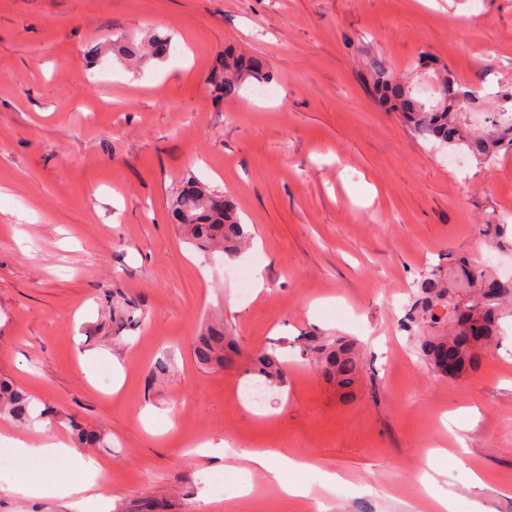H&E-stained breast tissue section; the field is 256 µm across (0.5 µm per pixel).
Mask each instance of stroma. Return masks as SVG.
<instances>
[{
  "label": "stroma",
  "mask_w": 512,
  "mask_h": 512,
  "mask_svg": "<svg viewBox=\"0 0 512 512\" xmlns=\"http://www.w3.org/2000/svg\"><path fill=\"white\" fill-rule=\"evenodd\" d=\"M149 32L169 56L133 69L108 51ZM228 51L267 64L272 97L247 82L224 99L211 76ZM379 66L428 105L443 69L510 87L512 0H0V375L50 410L0 430L103 433L87 454L111 512H211L213 497L220 512H422L430 495L512 512V326L478 371L443 378L402 325L427 267L483 260L479 224L512 225V152L448 166L378 103ZM189 173L234 196L254 232L239 257L180 236L171 202ZM238 266L262 273L261 294L242 293ZM215 317L239 344L230 368L193 356ZM314 330L361 341L351 402L296 361ZM272 342L285 384L257 408L248 368ZM199 438L230 463L283 451L299 462L283 481L308 496L258 472L239 495ZM7 458L0 512H72L25 493L77 479L68 461Z\"/></svg>",
  "instance_id": "obj_1"
}]
</instances>
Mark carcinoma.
I'll return each mask as SVG.
<instances>
[{
  "mask_svg": "<svg viewBox=\"0 0 512 512\" xmlns=\"http://www.w3.org/2000/svg\"><path fill=\"white\" fill-rule=\"evenodd\" d=\"M168 51L167 42L148 38L130 52V57L143 62ZM250 78H270L262 60L227 58L217 84L224 91V99L230 100L238 97L243 83ZM373 82L403 121L427 138L464 151L484 164L494 161L502 148L512 149V99L501 98L489 128L476 132L466 124L462 109L480 98L479 91L449 79L446 72L439 79V99L429 108L415 100L409 88L382 67L375 70ZM173 215L181 234L203 252L217 251L233 258L252 239V231L241 223L233 200L191 176L183 181L175 197ZM479 233L495 245H512L507 225L497 219L480 225ZM508 318H512V279L498 278L478 261L450 254L447 260L424 270L414 283L404 327L418 337L417 353L434 374L448 376L445 360L451 354L459 377L477 370L497 347L502 336L501 321ZM193 354L202 366L228 368L236 363L238 352L224 323L215 322L200 337ZM300 356L343 397H352L364 368L357 340L311 334L306 336ZM252 371L267 386L282 384L285 370L279 347L273 345L260 352L252 362ZM35 413L32 398L0 376V415H7L18 425H27ZM75 435L82 448L102 441L101 434L93 430L77 427Z\"/></svg>",
  "mask_w": 512,
  "mask_h": 512,
  "instance_id": "carcinoma-1",
  "label": "carcinoma"
}]
</instances>
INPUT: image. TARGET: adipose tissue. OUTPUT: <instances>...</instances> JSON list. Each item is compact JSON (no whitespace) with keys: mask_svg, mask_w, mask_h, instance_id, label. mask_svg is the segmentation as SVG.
Masks as SVG:
<instances>
[{"mask_svg":"<svg viewBox=\"0 0 512 512\" xmlns=\"http://www.w3.org/2000/svg\"><path fill=\"white\" fill-rule=\"evenodd\" d=\"M0 446L21 462L35 450L46 462L51 463L65 458L80 469L81 479L60 482L50 489L56 496L68 499L73 512H101L102 508L113 501L112 486L104 478L101 464L88 459L82 449L70 446L66 441L49 438L34 448L19 438L0 433Z\"/></svg>","mask_w":512,"mask_h":512,"instance_id":"obj_1","label":"adipose tissue"}]
</instances>
